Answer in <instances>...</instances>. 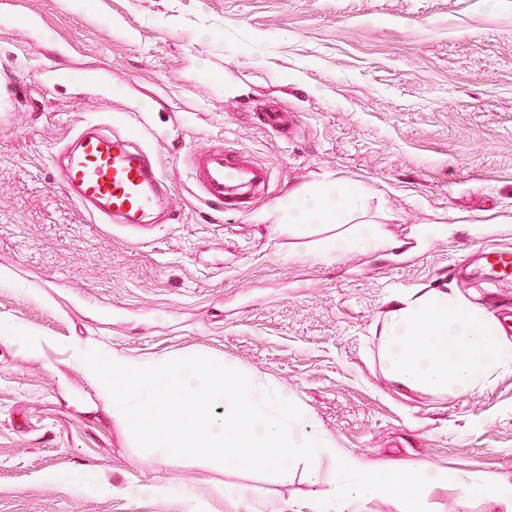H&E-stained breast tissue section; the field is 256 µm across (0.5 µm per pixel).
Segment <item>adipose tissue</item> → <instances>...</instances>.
<instances>
[{"label": "adipose tissue", "mask_w": 512, "mask_h": 512, "mask_svg": "<svg viewBox=\"0 0 512 512\" xmlns=\"http://www.w3.org/2000/svg\"><path fill=\"white\" fill-rule=\"evenodd\" d=\"M354 198L348 186L293 192L288 221L303 232L313 223L343 221ZM379 358L385 377L401 389L465 394L512 367V334L485 307L434 288L393 298Z\"/></svg>", "instance_id": "ef3b65f1"}]
</instances>
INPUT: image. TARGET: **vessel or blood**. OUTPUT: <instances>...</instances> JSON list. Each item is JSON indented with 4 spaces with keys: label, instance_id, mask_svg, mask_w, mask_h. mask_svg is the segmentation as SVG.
Instances as JSON below:
<instances>
[{
    "label": "vessel or blood",
    "instance_id": "obj_1",
    "mask_svg": "<svg viewBox=\"0 0 512 512\" xmlns=\"http://www.w3.org/2000/svg\"><path fill=\"white\" fill-rule=\"evenodd\" d=\"M260 111L270 131L290 133L295 115L264 105ZM124 113L107 121L80 125L59 149L60 186L84 212L100 224H123L140 230L161 199L171 197L161 157L129 131L118 130ZM180 159L188 169V194L203 206L221 212H243L252 203L249 189L268 185L272 171L249 155L211 146L185 150ZM490 274L512 279V252L486 254Z\"/></svg>",
    "mask_w": 512,
    "mask_h": 512
}]
</instances>
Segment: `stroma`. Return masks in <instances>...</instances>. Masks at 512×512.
<instances>
[{"label": "stroma", "instance_id": "1", "mask_svg": "<svg viewBox=\"0 0 512 512\" xmlns=\"http://www.w3.org/2000/svg\"><path fill=\"white\" fill-rule=\"evenodd\" d=\"M86 65L94 85L44 78ZM0 322L56 337L35 360L0 340V512H185L133 479L177 478L206 512H307L315 486L186 457L153 468L67 362L81 344L138 360L224 358L285 388L336 448L512 484V369L467 395L403 392L383 374L389 300L430 288L512 317V282L482 254L512 249V0H0ZM147 94L137 119L176 194L173 221L92 223L50 156L81 121ZM297 113L263 128L257 104ZM272 169L246 212L185 190L181 147L217 142ZM353 185L342 230L366 239L318 256L282 229L293 191ZM398 249L377 248L376 235ZM246 484L228 503L211 487ZM430 512H501L444 484Z\"/></svg>", "mask_w": 512, "mask_h": 512}]
</instances>
